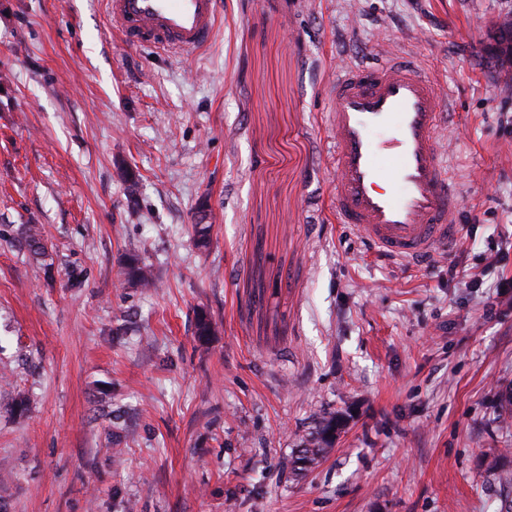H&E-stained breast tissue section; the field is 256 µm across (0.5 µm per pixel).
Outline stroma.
<instances>
[{
  "label": "stroma",
  "instance_id": "1",
  "mask_svg": "<svg viewBox=\"0 0 512 512\" xmlns=\"http://www.w3.org/2000/svg\"><path fill=\"white\" fill-rule=\"evenodd\" d=\"M508 12L220 0L186 59L125 45L108 0H0V512H499L512 85L488 48ZM384 45L453 114L459 234L409 263L337 223L324 129L337 74ZM131 254L157 287L125 284ZM332 415L333 450L295 471Z\"/></svg>",
  "mask_w": 512,
  "mask_h": 512
}]
</instances>
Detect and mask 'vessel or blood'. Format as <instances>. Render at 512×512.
Instances as JSON below:
<instances>
[{
  "mask_svg": "<svg viewBox=\"0 0 512 512\" xmlns=\"http://www.w3.org/2000/svg\"><path fill=\"white\" fill-rule=\"evenodd\" d=\"M112 24L130 47L173 53L202 49L218 0H109ZM327 117L336 180V220L380 252L412 261L446 249L459 206L441 134L448 99L418 62L386 53L347 67L333 83ZM391 189L378 190L382 175Z\"/></svg>",
  "mask_w": 512,
  "mask_h": 512,
  "instance_id": "1",
  "label": "vessel or blood"
}]
</instances>
